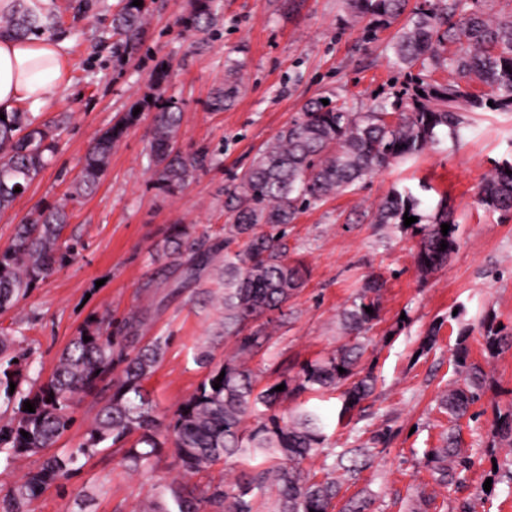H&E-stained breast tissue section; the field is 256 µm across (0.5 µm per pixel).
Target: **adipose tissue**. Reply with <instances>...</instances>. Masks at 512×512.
Returning a JSON list of instances; mask_svg holds the SVG:
<instances>
[{"instance_id": "ef3b65f1", "label": "adipose tissue", "mask_w": 512, "mask_h": 512, "mask_svg": "<svg viewBox=\"0 0 512 512\" xmlns=\"http://www.w3.org/2000/svg\"><path fill=\"white\" fill-rule=\"evenodd\" d=\"M66 59L56 38L0 37V112L19 104L50 105L62 92Z\"/></svg>"}]
</instances>
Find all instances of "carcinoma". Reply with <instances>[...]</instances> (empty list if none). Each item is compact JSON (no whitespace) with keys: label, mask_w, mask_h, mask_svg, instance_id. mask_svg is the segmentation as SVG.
I'll use <instances>...</instances> for the list:
<instances>
[{"label":"carcinoma","mask_w":512,"mask_h":512,"mask_svg":"<svg viewBox=\"0 0 512 512\" xmlns=\"http://www.w3.org/2000/svg\"><path fill=\"white\" fill-rule=\"evenodd\" d=\"M346 2L354 16L369 20L372 32L408 14L392 46L396 62L409 72L405 92L389 110L376 104L367 112H351L342 104L309 102L305 112L280 130L249 167L225 186L230 222L224 227V238L197 236L192 227L173 224L162 248L156 249L171 265L184 269L185 278L194 280L208 270L222 284L220 325L235 346L234 354L216 365L208 350L198 353L207 373L178 405L167 427L179 468L184 474H195L236 457H260L262 462L240 478L216 486L191 487L174 480L153 494L141 512H369L368 497L352 498L337 507L341 480L336 471L356 477L371 465L374 449H347L317 480L302 464L323 448L327 419L304 406L283 416L278 406L290 395L339 389L337 417L342 421L373 393L375 376L358 366L364 352L361 339L378 318L380 280L369 279L339 316L341 329L352 341L305 364L295 377L283 379L284 390H275L277 382L257 389L247 361L270 350L269 325L274 316L286 315L289 301L304 285L302 268L285 254L283 236L289 224L311 205L439 143L440 136L457 139L465 125L464 113L512 112V13L491 19L472 11L457 19L459 0H424L409 12V0ZM151 3L142 0V5L135 6L133 0H121L112 17V34L119 37L118 61L140 50ZM218 10V0H190L181 23L205 36L218 20ZM60 20V12L44 11L42 0H15L13 8L0 15V35L27 38L52 33ZM163 65L162 61L153 70L149 91L96 134L74 180V196L93 189L104 177L112 149L141 119L133 115L137 107L153 113L148 155L158 188L179 192L197 172L213 164V154L206 147L186 154L176 150L182 111L166 96L169 69ZM446 65L475 76L490 92L477 95L454 81L429 80L430 72ZM241 90L239 79L225 80L209 100L210 111H224ZM57 149L51 126L34 124L27 112L5 113V119H0V213L20 196L16 188L28 189ZM479 197L489 210H512V161L494 164L481 183ZM422 205L411 187L394 189L378 205L373 222L402 224L406 214L418 218L413 223L420 235L414 263L426 275L443 267L455 252L457 225L444 201L423 223ZM68 223L65 205L58 204L39 207L16 225L10 242L0 247V313L25 298L56 266L75 259L76 241L65 236ZM443 223L450 225L446 236L441 233ZM239 241L243 248L231 252V245ZM443 243L447 244L444 250ZM368 307L373 313L366 312ZM142 320L139 313L117 323L110 317L93 320L62 350L49 377L40 384L28 379L31 352L15 349V329L0 327V407L11 411V417L0 423V455L8 461L43 457L37 470L0 498V512H27L32 499L69 479L78 471L80 457L96 453L104 444L124 448V461L132 472L148 465L165 447L167 439L159 432L156 404L145 382L163 360L168 339L156 337L135 347ZM483 333L491 355L512 347V336L492 319L483 322ZM85 336L90 341H84ZM455 357L463 378L440 397L439 408L458 421L480 399L486 378L481 366L468 361L465 347H459ZM340 367L345 373H339ZM221 374L224 378L216 390L214 383ZM85 396L100 399V407L83 441L69 452L50 451L73 425L75 404ZM26 401L34 404L35 412L24 410ZM134 433L138 438L127 444ZM493 438L512 447V410L497 416ZM426 456L434 481L441 485L458 481L471 465L452 433L442 447L427 450ZM267 487L275 490V498L263 511L252 493Z\"/></svg>","instance_id":"cac0c4a2"}]
</instances>
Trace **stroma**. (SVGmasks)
Wrapping results in <instances>:
<instances>
[{
	"mask_svg": "<svg viewBox=\"0 0 512 512\" xmlns=\"http://www.w3.org/2000/svg\"><path fill=\"white\" fill-rule=\"evenodd\" d=\"M88 14L64 13L59 39L68 56L70 86L37 113L39 123H59L51 165L0 214V245L36 207L67 199L66 236L79 254L19 304L0 314V326L21 330L32 351L29 376L47 379L57 355L95 316L121 319L144 309L139 343L162 336L169 344L146 387L161 423L205 374L197 361L208 346L215 363L233 347L221 335L218 286L210 274L181 284V273L153 260L152 249L170 225L190 224L220 237L228 216L225 185L295 119L310 101L326 99L365 112L393 102L408 76L396 64L392 38L402 27L367 36V20L350 15L346 0H220L217 25L199 46L180 24L189 0H155L137 54L116 64L112 15L120 0H92ZM170 62L168 93L183 110L176 147L205 145L217 165L199 172L181 193L158 189L148 170L152 116L144 114L113 151L105 176L90 195L69 199L87 148L117 112L142 95L160 61ZM243 89L221 112L207 103L229 69ZM512 156V112H475L459 142L443 139L419 158L398 162L300 214L284 242L300 263L305 284L273 330L270 354L251 362L261 383L294 377L301 366L344 343L338 319L368 277L384 283L379 318L368 333L361 365L377 377L374 394L352 417L327 430L333 451L375 444L373 466L344 483L342 498L369 495L373 512H411L425 493L457 512H512V448L492 442L496 410L512 409V348L489 355L480 323L495 318L512 332V212L486 209L479 188L494 161ZM418 188L424 214L447 199L458 224L457 249L447 265L421 274L413 255L419 237L410 228L376 224L372 215L393 190ZM437 328L432 350L421 343ZM487 376L480 400L452 421L438 408L440 394L459 379L458 342ZM455 432L474 466L463 482L436 484L424 449ZM120 448L81 458L64 486L43 491L29 512H141L157 488L176 474L173 447L150 465L127 469Z\"/></svg>",
	"mask_w": 512,
	"mask_h": 512,
	"instance_id": "1",
	"label": "stroma"
}]
</instances>
